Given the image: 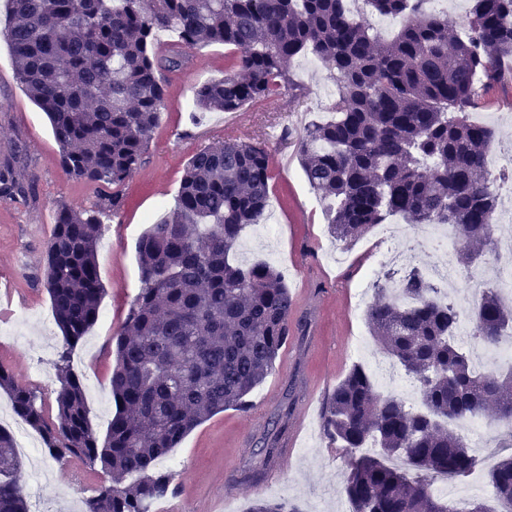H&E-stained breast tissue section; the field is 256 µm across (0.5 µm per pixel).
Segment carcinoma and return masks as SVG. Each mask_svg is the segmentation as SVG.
<instances>
[{
    "mask_svg": "<svg viewBox=\"0 0 512 512\" xmlns=\"http://www.w3.org/2000/svg\"><path fill=\"white\" fill-rule=\"evenodd\" d=\"M425 0H363L371 13L401 20L384 40L347 0H8L0 35L17 78L47 115L59 163L78 181L118 188L141 166L183 50L211 43L235 50L233 72L203 84L190 114L237 112L286 88H302L293 59L311 55L336 81V118L308 126L297 153L326 202L329 232L352 240L393 216L454 229L460 261L493 249L499 206L488 176L492 129L471 117L490 91L512 89L502 60L512 56V0H472L468 30L453 34L446 12ZM177 40L161 50L156 36ZM262 136L225 139L189 158L175 207L137 243L139 293L112 337L109 380L115 413L94 432L83 381L70 355L98 318L105 288L97 251L101 210L63 207L47 245L43 286L63 345L54 362L56 414L0 363V389L52 457L101 467L112 480L86 512H151L170 493L156 463L197 426L247 397L275 370L288 341L293 301L273 266L234 262L240 234L263 219L272 179ZM22 149L0 164V198L25 197ZM366 310L382 351L412 378L421 408L380 394L353 368L333 389L324 419L345 452L344 493L352 512H454L430 477H462L476 454L458 433L470 417L512 427V372L478 373L455 337L458 306L418 267L390 271ZM473 334L488 345L512 338V309L488 289ZM23 463L0 427V512H29L19 485ZM495 500L512 512V456L489 474ZM247 512H299L257 498Z\"/></svg>",
    "mask_w": 512,
    "mask_h": 512,
    "instance_id": "1",
    "label": "carcinoma"
}]
</instances>
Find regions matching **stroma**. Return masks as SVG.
Listing matches in <instances>:
<instances>
[{"label":"stroma","mask_w":512,"mask_h":512,"mask_svg":"<svg viewBox=\"0 0 512 512\" xmlns=\"http://www.w3.org/2000/svg\"><path fill=\"white\" fill-rule=\"evenodd\" d=\"M233 56V49L221 44L193 48L186 52L184 70L171 74L161 124L145 160L122 188V207L103 219L98 266L106 293L96 323L73 354V369L90 385L91 424L105 435L115 411L109 387L112 337L139 292L140 236L174 207L185 164L198 148L227 137L268 138L269 206L263 224L245 228L234 258L245 266L264 261L283 273L294 299L288 342L272 374L251 393L252 409H229L205 421L157 468L171 474L178 488L169 498L172 512H202L206 506L213 512H246L258 497L295 505L300 512H330L348 505L345 459L324 433L323 418L334 387L356 363V340L368 330L364 311L356 307V287L384 274L374 262L379 236L371 231L356 241H337L301 168L296 153L301 130L292 115L303 111L311 121L329 119L337 93L335 81L316 60L301 56L292 63L303 88L300 102L285 92L233 113L211 112L198 123L188 121L197 88L228 74ZM18 139L27 146L24 164L33 177V193L24 201L0 199V324L23 311L29 319L19 338L0 336V362L50 405L62 334L55 326L42 329L53 312L39 279L56 211L62 205L91 206L110 199L112 192L64 172L50 122L21 87L9 46L0 38V157ZM501 267L512 268V252L489 251L461 267L451 298L463 319H470ZM302 417L307 428L298 449L288 461L262 465L259 450L268 428L278 427L284 440ZM41 464L49 474L36 489L42 512H69L71 503L94 496L102 480L73 459L45 455Z\"/></svg>","instance_id":"35a3bbf8"}]
</instances>
